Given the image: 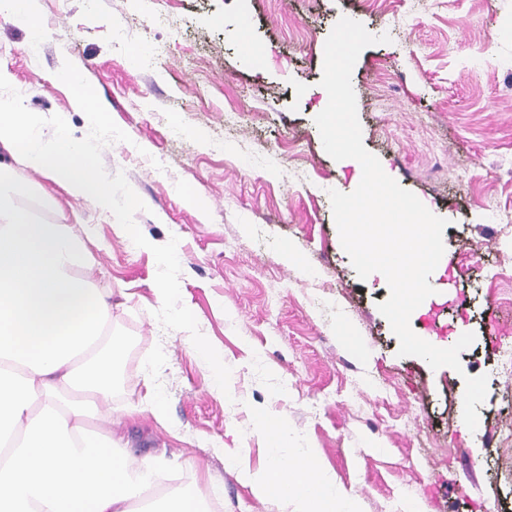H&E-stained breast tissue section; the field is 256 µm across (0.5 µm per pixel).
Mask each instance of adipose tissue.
<instances>
[{"instance_id":"1","label":"adipose tissue","mask_w":512,"mask_h":512,"mask_svg":"<svg viewBox=\"0 0 512 512\" xmlns=\"http://www.w3.org/2000/svg\"><path fill=\"white\" fill-rule=\"evenodd\" d=\"M11 164L0 162V512H136L155 470L133 467L130 448L100 412L112 401V353L99 349L112 292L74 273L91 254L69 224H40L12 202ZM74 397L60 404L57 392ZM258 497L278 489L297 512H360L320 473L287 479L278 446L258 472L224 451Z\"/></svg>"}]
</instances>
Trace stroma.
Segmentation results:
<instances>
[{
    "label": "stroma",
    "mask_w": 512,
    "mask_h": 512,
    "mask_svg": "<svg viewBox=\"0 0 512 512\" xmlns=\"http://www.w3.org/2000/svg\"><path fill=\"white\" fill-rule=\"evenodd\" d=\"M28 23L0 14V69L35 114L89 131L57 77L72 62L129 142L103 147L146 205L134 245L113 214L19 168L17 207L80 223L91 266L76 276L123 292L105 333L117 341L112 417L140 409V455L167 484L216 490L223 512H283L224 463L264 465L263 419L288 428L285 454L324 470L361 512H512V0H28ZM389 42L352 72L363 144L385 172L447 219L436 292L415 334L474 342L460 370L398 356L378 305L386 281L360 279L343 250L329 189L361 175L325 151L314 118L325 41L341 17ZM490 50L479 53L481 44ZM160 49L152 65L139 58ZM236 109L240 122L224 123ZM178 237L183 304L231 370L222 392L188 332L163 329L151 245ZM502 269L489 282L486 267ZM487 375L465 431L464 376ZM170 429L144 412L145 380ZM158 485L151 499L162 498Z\"/></svg>",
    "instance_id": "stroma-1"
}]
</instances>
